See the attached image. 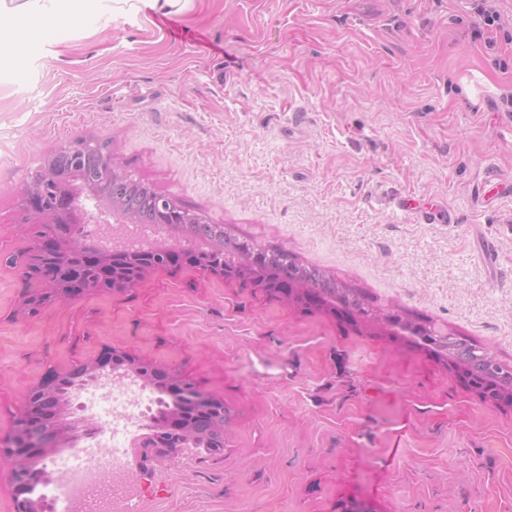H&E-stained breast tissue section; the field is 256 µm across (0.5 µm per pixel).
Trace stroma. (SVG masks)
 <instances>
[{
	"mask_svg": "<svg viewBox=\"0 0 512 512\" xmlns=\"http://www.w3.org/2000/svg\"><path fill=\"white\" fill-rule=\"evenodd\" d=\"M89 136L208 222L512 366V0H194L0 57L1 440L47 371L112 347L230 413L220 454L150 465L139 512H512V405L384 330L191 266L23 317V191ZM95 389L58 454L105 443Z\"/></svg>",
	"mask_w": 512,
	"mask_h": 512,
	"instance_id": "obj_1",
	"label": "stroma"
}]
</instances>
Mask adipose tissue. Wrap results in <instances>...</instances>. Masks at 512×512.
<instances>
[{"label": "adipose tissue", "instance_id": "1", "mask_svg": "<svg viewBox=\"0 0 512 512\" xmlns=\"http://www.w3.org/2000/svg\"><path fill=\"white\" fill-rule=\"evenodd\" d=\"M192 0H0V55L14 51L29 37L52 38L53 20L88 27L105 11L122 16L154 11L164 15L187 11Z\"/></svg>", "mask_w": 512, "mask_h": 512}]
</instances>
